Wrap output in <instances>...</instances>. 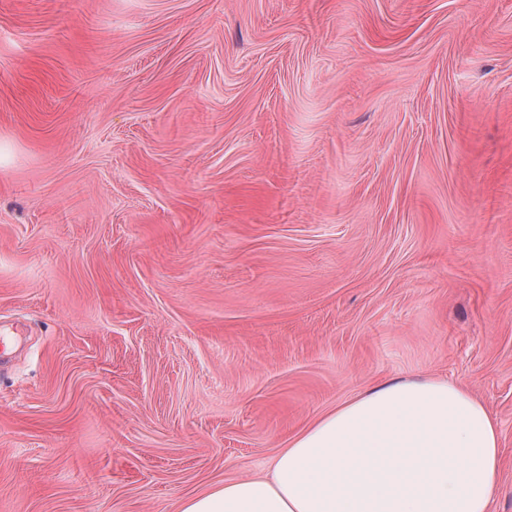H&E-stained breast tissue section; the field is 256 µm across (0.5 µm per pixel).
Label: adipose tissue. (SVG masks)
<instances>
[{
  "label": "adipose tissue",
  "instance_id": "adipose-tissue-1",
  "mask_svg": "<svg viewBox=\"0 0 512 512\" xmlns=\"http://www.w3.org/2000/svg\"><path fill=\"white\" fill-rule=\"evenodd\" d=\"M501 478L482 401L442 378L389 381L289 438L266 475L212 485L179 512H492Z\"/></svg>",
  "mask_w": 512,
  "mask_h": 512
}]
</instances>
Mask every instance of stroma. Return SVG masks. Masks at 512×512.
Returning a JSON list of instances; mask_svg holds the SVG:
<instances>
[{"mask_svg":"<svg viewBox=\"0 0 512 512\" xmlns=\"http://www.w3.org/2000/svg\"><path fill=\"white\" fill-rule=\"evenodd\" d=\"M0 145V512H177L425 377L512 512V0H0Z\"/></svg>","mask_w":512,"mask_h":512,"instance_id":"1","label":"stroma"}]
</instances>
